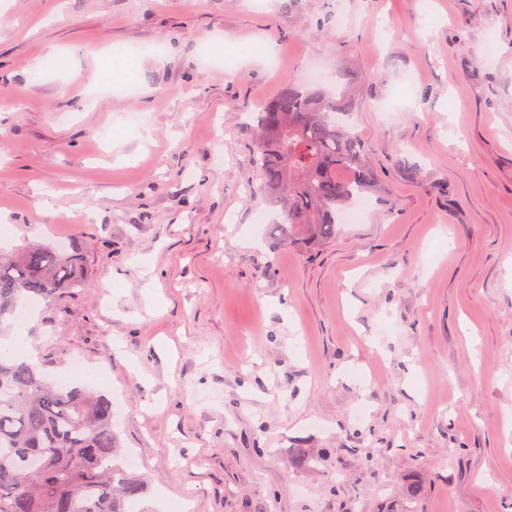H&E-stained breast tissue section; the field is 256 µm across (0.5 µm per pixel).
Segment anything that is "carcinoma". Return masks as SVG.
<instances>
[{"mask_svg": "<svg viewBox=\"0 0 512 512\" xmlns=\"http://www.w3.org/2000/svg\"><path fill=\"white\" fill-rule=\"evenodd\" d=\"M341 91L283 83L248 113L260 190L283 221L290 245L336 237V215L373 191L376 177L359 137L337 119L354 111ZM83 257L72 248L30 243L0 257V328L24 299L55 300L85 287ZM112 401L43 379L33 365L0 354V512H135L141 479L119 461Z\"/></svg>", "mask_w": 512, "mask_h": 512, "instance_id": "carcinoma-1", "label": "carcinoma"}]
</instances>
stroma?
Masks as SVG:
<instances>
[{
	"label": "stroma",
	"instance_id": "obj_1",
	"mask_svg": "<svg viewBox=\"0 0 512 512\" xmlns=\"http://www.w3.org/2000/svg\"><path fill=\"white\" fill-rule=\"evenodd\" d=\"M121 47L140 84L95 85ZM312 64L350 72L379 191L303 251L254 227L244 120ZM1 217L0 251L82 252L24 331L116 400L149 512H512V0H0Z\"/></svg>",
	"mask_w": 512,
	"mask_h": 512
}]
</instances>
